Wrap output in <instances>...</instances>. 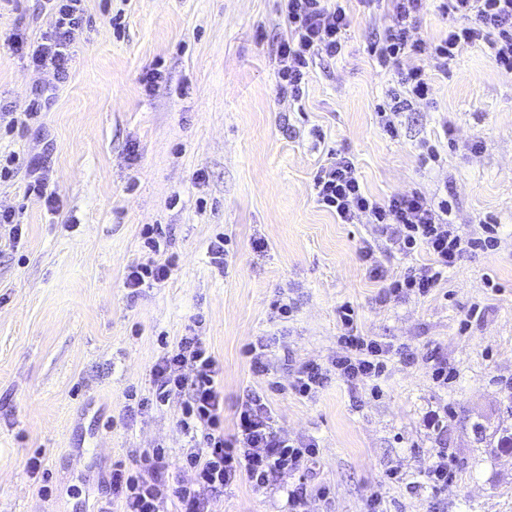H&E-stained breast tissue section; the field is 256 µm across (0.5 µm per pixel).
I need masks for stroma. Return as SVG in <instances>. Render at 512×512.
Instances as JSON below:
<instances>
[{
  "label": "stroma",
  "instance_id": "35a3bbf8",
  "mask_svg": "<svg viewBox=\"0 0 512 512\" xmlns=\"http://www.w3.org/2000/svg\"><path fill=\"white\" fill-rule=\"evenodd\" d=\"M349 7L344 52L317 59L297 104L277 86L278 0H85L63 83L3 44L48 30L41 0H0V106L20 113L35 87L54 90L40 129L0 130V156L49 155L58 198L27 196L23 169L0 180V210L23 226L19 244L0 239V512H85L133 450L161 445L178 459V404L133 418L126 393H148L151 367L199 317L224 368L225 433L247 390L276 381L282 433L320 446L272 490L237 482L210 512H288L301 483L308 512H364L375 492L385 512H512V453L498 447L512 432V73L466 49L389 138L376 111L396 77L368 45L390 18ZM157 66L166 80L146 91ZM331 150L376 198L448 196L467 236L498 224V247L464 254L429 297L382 300L359 248L373 245L394 278L427 255L389 251L373 225L338 223L317 204L313 175ZM150 224L169 228L177 261L162 287L134 294L125 277L149 255ZM219 234L231 251L222 271L207 252ZM277 299L290 318L273 317ZM344 304L392 348L381 392L335 378L298 398L297 368L338 349ZM260 337L271 341L265 375L245 354ZM433 352L455 371L449 385L432 378ZM432 409L443 431L425 426ZM37 452L36 476L25 461ZM440 453L453 477L436 490L425 472ZM321 485L328 498L315 496Z\"/></svg>",
  "mask_w": 512,
  "mask_h": 512
}]
</instances>
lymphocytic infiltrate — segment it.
Here are the masks:
<instances>
[{"label":"lymphocytic infiltrate","instance_id":"obj_1","mask_svg":"<svg viewBox=\"0 0 512 512\" xmlns=\"http://www.w3.org/2000/svg\"><path fill=\"white\" fill-rule=\"evenodd\" d=\"M82 0H44L51 27L32 50L23 40L9 37L15 51H27L34 66L53 69L58 80L69 76L73 49L83 34ZM348 0H281L286 33L276 48L277 75L283 96L301 102L316 59L336 58L346 47L351 16ZM392 22L369 44V52L385 71H396L398 86L389 90L380 107L383 131L397 137V115L413 102L428 99L434 72L446 71L448 62L464 48L486 47L497 66L512 72V0H441L452 23L439 39L417 36L427 0H386ZM414 65L402 67L403 56ZM317 203L343 224H373L385 235L392 250L403 255L426 252L427 263L399 279L388 278L372 245L359 257L372 279L385 285L386 297L430 295L448 275L457 259L470 250H492L499 243V227L486 224L476 237L458 233L447 198H430L412 190L380 200L362 187L354 161L345 154H328L313 176ZM152 253L147 262L130 265L125 285L132 290L161 287L174 266L173 257H160V243L148 238ZM354 311L338 310L339 349L328 364L308 362L296 371L291 390L306 399L317 396L331 377L358 385L379 380L385 372L389 346L358 333ZM191 366V375L182 367ZM223 367L198 332L192 331L167 350L151 369V391L135 409L143 413L180 399L178 423L188 439L180 456L181 468L193 479L176 483L170 478L166 448L136 451L132 465L115 464L109 491L97 499L92 512H161L173 502L176 512H209L210 499L238 480L254 491L270 489L287 472L299 470L316 458L319 444L307 439L293 442L282 436L266 395L247 393L237 408V430L224 431V397L220 389Z\"/></svg>","mask_w":512,"mask_h":512}]
</instances>
